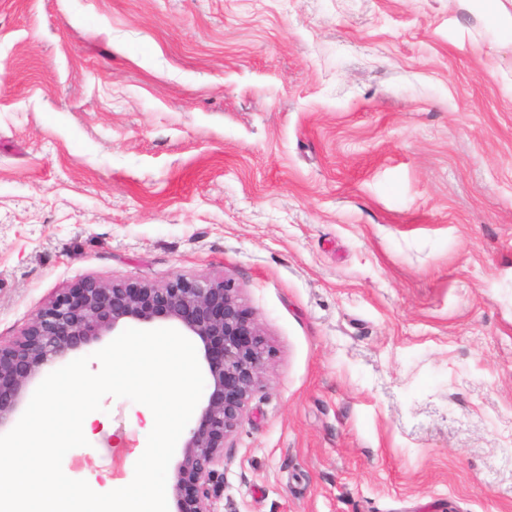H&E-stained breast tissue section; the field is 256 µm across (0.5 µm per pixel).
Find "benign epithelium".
<instances>
[{"label":"benign epithelium","instance_id":"7a95c632","mask_svg":"<svg viewBox=\"0 0 512 512\" xmlns=\"http://www.w3.org/2000/svg\"><path fill=\"white\" fill-rule=\"evenodd\" d=\"M163 323L202 346L209 384L197 422L182 442L169 487L174 512H214L226 442L248 419L272 351L229 276L177 277L163 285L87 278L56 294L20 336L0 343V429L11 424L45 365L120 334Z\"/></svg>","mask_w":512,"mask_h":512}]
</instances>
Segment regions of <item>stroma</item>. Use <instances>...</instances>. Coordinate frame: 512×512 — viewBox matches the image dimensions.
Segmentation results:
<instances>
[{"instance_id": "obj_1", "label": "stroma", "mask_w": 512, "mask_h": 512, "mask_svg": "<svg viewBox=\"0 0 512 512\" xmlns=\"http://www.w3.org/2000/svg\"><path fill=\"white\" fill-rule=\"evenodd\" d=\"M231 276L274 349L215 512H512V44L454 0H0V341ZM63 465L124 479L132 401Z\"/></svg>"}]
</instances>
